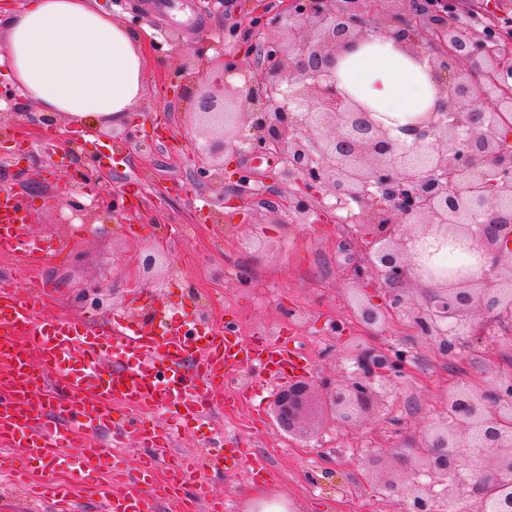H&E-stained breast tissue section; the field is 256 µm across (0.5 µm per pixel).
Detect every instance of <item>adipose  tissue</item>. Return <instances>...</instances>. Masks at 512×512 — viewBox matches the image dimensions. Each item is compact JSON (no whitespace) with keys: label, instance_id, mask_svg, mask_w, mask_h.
<instances>
[{"label":"adipose tissue","instance_id":"1","mask_svg":"<svg viewBox=\"0 0 512 512\" xmlns=\"http://www.w3.org/2000/svg\"><path fill=\"white\" fill-rule=\"evenodd\" d=\"M146 35L93 0H26L0 14V72L41 112L96 125L130 112L143 95ZM337 77L392 130L433 104L426 64L394 41L373 37L344 53Z\"/></svg>","mask_w":512,"mask_h":512}]
</instances>
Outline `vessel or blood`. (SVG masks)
I'll list each match as a JSON object with an SVG mask.
<instances>
[{
    "mask_svg": "<svg viewBox=\"0 0 512 512\" xmlns=\"http://www.w3.org/2000/svg\"><path fill=\"white\" fill-rule=\"evenodd\" d=\"M58 250L35 235L27 212L0 204L1 252L38 263ZM134 298L141 321L100 327L52 314L40 290L0 283V471L13 472L32 500L51 503L56 512H68L86 490L98 496L101 512H154L151 485L164 461L172 471L165 496L180 512H198V498L183 493L194 469L172 454L170 428L249 401L250 392H227V378L241 367L287 377L309 364L287 341H247L207 324L162 322L151 290H137ZM102 432L110 441L92 442ZM213 438L215 459H246L249 477L265 470V460L241 444L225 448L223 429ZM130 443L151 453L127 488L117 493L93 482L95 473L119 463ZM49 466L76 474V482L31 481L32 469Z\"/></svg>",
    "mask_w": 512,
    "mask_h": 512,
    "instance_id": "vessel-or-blood-1",
    "label": "vessel or blood"
}]
</instances>
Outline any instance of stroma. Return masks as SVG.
Segmentation results:
<instances>
[{
    "label": "stroma",
    "instance_id": "obj_1",
    "mask_svg": "<svg viewBox=\"0 0 512 512\" xmlns=\"http://www.w3.org/2000/svg\"><path fill=\"white\" fill-rule=\"evenodd\" d=\"M239 2L98 0L123 23L152 29L148 52L154 67L133 111L101 123L122 158L109 165L102 181L84 187L79 199L100 195L107 185L115 194H124L133 177L150 189L133 207L95 219L79 231L67 224L71 210L58 190L74 157L88 150L84 130L76 128L45 146L47 127L38 107L16 91L7 109L16 115V136L26 138L28 146L21 149L0 137V187L18 188L31 174L40 176V189L30 198L33 231L45 240L68 244L35 269L54 314L86 312L105 320L136 312L130 297L137 285L132 273L142 255L160 244L170 260L159 281L164 304L193 318L212 313L219 328L238 330L246 324L254 337L269 331L288 337L295 346H306L314 379L327 376L354 339L370 347L404 350L406 373L394 383L386 408L358 429L340 433L338 448L330 447L325 433L300 439L280 430L267 412L273 388L266 375L253 368L248 375L257 391L254 413L222 419L228 432L246 434L251 447L265 458L272 477L262 486L264 500L284 504L288 512H402L400 499L377 484L403 472L389 453L397 440L385 429V420L397 417L409 433L421 434L429 422L443 416L441 397L449 385L482 375L488 363L500 365L512 358V338L490 337L481 348L462 349L453 358L441 355L403 319L388 322L379 334L362 336L347 304L349 267L357 257L347 234L336 226L325 230L318 224L290 223L281 210L220 208L218 197L236 194L235 172L250 169L270 177L277 164L271 159L256 163L230 146L224 150L223 186L198 180L200 140L189 128L193 104L170 84L168 74L205 40L211 44L208 57H234L245 68L253 64L246 46L224 36L225 21L237 17ZM169 33L179 37V46L166 42ZM169 224H192L196 230L171 242L165 235ZM97 288L114 295L115 305L94 308ZM291 309L308 316L295 329L285 319ZM336 322L343 333L333 330ZM243 470V461L228 459L222 470L197 472L194 484L207 494L223 496L230 512H251L252 481Z\"/></svg>",
    "mask_w": 512,
    "mask_h": 512
}]
</instances>
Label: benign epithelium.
I'll return each mask as SVG.
<instances>
[{
  "mask_svg": "<svg viewBox=\"0 0 512 512\" xmlns=\"http://www.w3.org/2000/svg\"><path fill=\"white\" fill-rule=\"evenodd\" d=\"M254 0L242 21L224 35L255 49L256 64L242 69L219 57L210 62L238 73L243 86L215 85L197 100L196 121L205 140L199 177L224 183V146L247 131L248 151L275 154L274 183L255 190L240 172L233 203L276 209L297 224L318 214L358 206L355 236L363 252L353 263L348 306L367 335L401 316L444 356L459 341L484 342L489 325L512 313V141L500 118L512 112V42L460 27L450 17L458 0ZM371 33L403 45L427 63L437 87L433 106L402 128L405 137L373 117V110L340 87L342 52ZM179 65L172 81L187 89L207 84L211 70L200 58ZM430 236L437 247L462 242L479 274L449 277L433 265V253H417L413 241ZM163 250L142 260L143 275L168 267ZM381 289L387 304L365 300ZM348 372L315 386L305 376L280 385L270 412L286 432L307 437L329 429H357L384 408L389 387L406 358L349 343ZM449 418L430 424L418 442L391 421L400 436L393 448L406 476L379 486L403 499L404 512H512V374L486 372L472 383L448 387Z\"/></svg>",
  "mask_w": 512,
  "mask_h": 512,
  "instance_id": "7a95c632",
  "label": "benign epithelium"
}]
</instances>
